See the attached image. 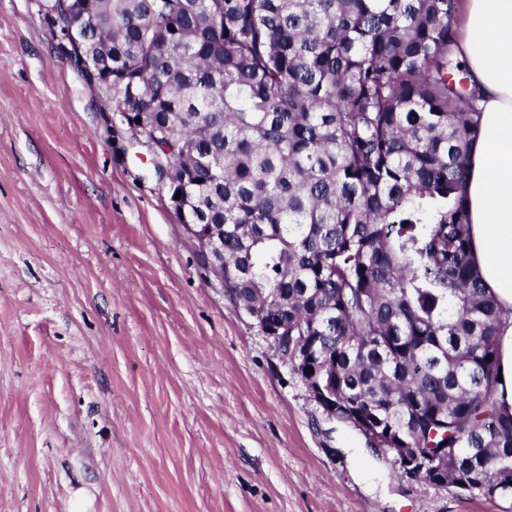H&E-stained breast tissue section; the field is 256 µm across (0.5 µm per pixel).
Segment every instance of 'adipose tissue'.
Returning <instances> with one entry per match:
<instances>
[{"mask_svg":"<svg viewBox=\"0 0 512 512\" xmlns=\"http://www.w3.org/2000/svg\"><path fill=\"white\" fill-rule=\"evenodd\" d=\"M457 56L480 92L469 148L471 255L501 312L495 398L512 413V0H461Z\"/></svg>","mask_w":512,"mask_h":512,"instance_id":"1","label":"adipose tissue"}]
</instances>
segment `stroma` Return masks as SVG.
<instances>
[{
  "instance_id": "35a3bbf8",
  "label": "stroma",
  "mask_w": 512,
  "mask_h": 512,
  "mask_svg": "<svg viewBox=\"0 0 512 512\" xmlns=\"http://www.w3.org/2000/svg\"><path fill=\"white\" fill-rule=\"evenodd\" d=\"M69 55L0 0V512H512L326 418Z\"/></svg>"
}]
</instances>
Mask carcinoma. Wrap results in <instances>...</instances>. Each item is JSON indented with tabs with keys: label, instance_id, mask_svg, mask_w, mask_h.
<instances>
[{
	"label": "carcinoma",
	"instance_id": "carcinoma-1",
	"mask_svg": "<svg viewBox=\"0 0 512 512\" xmlns=\"http://www.w3.org/2000/svg\"><path fill=\"white\" fill-rule=\"evenodd\" d=\"M459 0H100L114 112L174 144L191 211L224 225V288L448 487L512 498L495 297L466 208L478 93Z\"/></svg>",
	"mask_w": 512,
	"mask_h": 512
}]
</instances>
